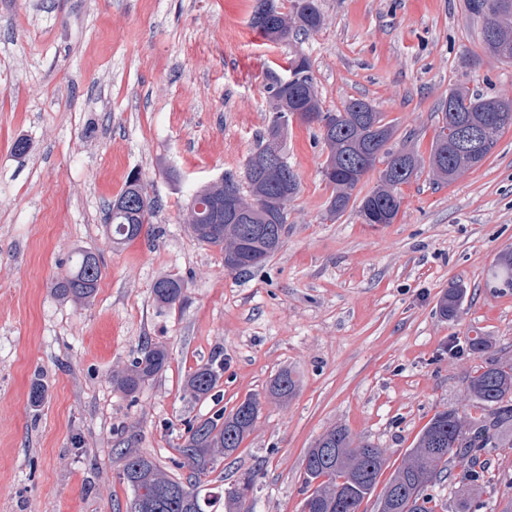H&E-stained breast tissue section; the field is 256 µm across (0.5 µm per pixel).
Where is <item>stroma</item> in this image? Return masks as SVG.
Here are the masks:
<instances>
[{"label":"stroma","mask_w":512,"mask_h":512,"mask_svg":"<svg viewBox=\"0 0 512 512\" xmlns=\"http://www.w3.org/2000/svg\"><path fill=\"white\" fill-rule=\"evenodd\" d=\"M254 4L0 0V512H128L124 445L186 476L188 422L251 395L262 398L255 427L216 462L210 488L250 472V512H302L305 452L327 430L382 448L388 481L435 414L471 410L482 359L462 352L466 337L512 359V289L486 285L512 246V128L478 169L450 183L422 170L402 185L394 223L366 224L353 204L328 215L327 150L293 121L283 147L300 191L282 248L238 273L191 234V194L242 179L273 117L266 85L293 54L309 58L324 110L367 100L395 127L393 148L424 157L450 89L512 98V67L483 52L465 0H317L321 29L287 44L252 27ZM132 173L158 207L116 247L104 205ZM78 248L103 266L85 306L53 293ZM161 276L184 282L183 303L155 302ZM458 284L459 314L444 318L439 300ZM148 342L170 363L125 395L112 373ZM211 361L224 366L219 398L195 400L185 377ZM284 369L295 396L265 398ZM487 457L473 506L500 512L512 448Z\"/></svg>","instance_id":"35a3bbf8"}]
</instances>
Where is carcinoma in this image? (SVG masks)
<instances>
[{
    "label": "carcinoma",
    "mask_w": 512,
    "mask_h": 512,
    "mask_svg": "<svg viewBox=\"0 0 512 512\" xmlns=\"http://www.w3.org/2000/svg\"><path fill=\"white\" fill-rule=\"evenodd\" d=\"M474 2L465 0V7L470 17L481 22L483 51L511 66L512 0H481L483 14L473 9ZM322 23L316 0H291L287 14L280 11L275 0H256L252 18V26L273 43L286 42L301 32H315ZM490 25L497 29L493 41L486 37ZM286 72L284 78L272 76L268 85L275 112L272 124H286L295 115L312 113L318 117L320 137L328 149L322 177L335 189L328 201L329 214H343L353 193L376 170L377 186L360 199L359 215L365 224L371 223L376 214L383 217V223H394L402 203L400 186L418 175L423 160L407 150L402 170L396 169L392 162L394 150L389 147L395 129L364 100L354 99L338 112L324 111L307 57L296 55L288 59ZM441 114L442 133L432 144L429 165L437 177L452 182L474 168L477 158H486L501 134L512 127V99L486 97L457 86L448 92ZM462 120L486 127L487 146L477 157L455 144L453 129ZM379 164L383 165L380 170ZM288 185L290 194L281 200L275 223L260 212L256 217L246 214L230 224L213 209V205L224 203L225 196L237 192L248 193L253 201L279 195L277 185L254 172L243 185L230 176L198 188L186 206V224L200 243L224 250V266L246 272L282 247L286 203L300 189L298 176L291 167ZM141 210L136 204L107 205L106 231L112 244L123 245L141 235ZM101 277L96 255L78 250L69 261V269L54 284L55 295L74 304H88L95 297ZM490 277L492 282L512 288L511 249L497 258ZM184 290L183 281L172 276L160 277L153 285L154 298L162 305L183 302ZM462 293L460 288H450L443 294L439 305L444 316L458 314ZM168 360L169 353L163 345L148 344L129 366L113 372L112 383L127 395L135 394L164 370ZM222 371V364L201 366L186 377L185 386L195 399H208L213 396ZM297 386L298 379L285 369L270 381L267 394L286 400L294 396ZM469 391L479 415L462 414L456 408L436 414L379 495L378 512H435L438 499L429 488L453 460L464 464L468 487L460 491L463 495L483 483L487 449L512 448V359H492L476 367L469 376ZM259 412V398L248 397L228 413L221 407L209 417L190 423L177 448L181 467L188 469L184 481L163 472L145 453L132 449L122 452L120 478L133 490L131 512H214L220 501L224 502L225 512H243L254 488V475H244L222 498L202 493V482L219 457L228 458L240 448L253 430ZM385 464L382 449L367 441H354L346 428L326 431L305 454L308 495L304 507L308 512H359L363 500L374 491Z\"/></svg>",
    "instance_id": "1"
}]
</instances>
